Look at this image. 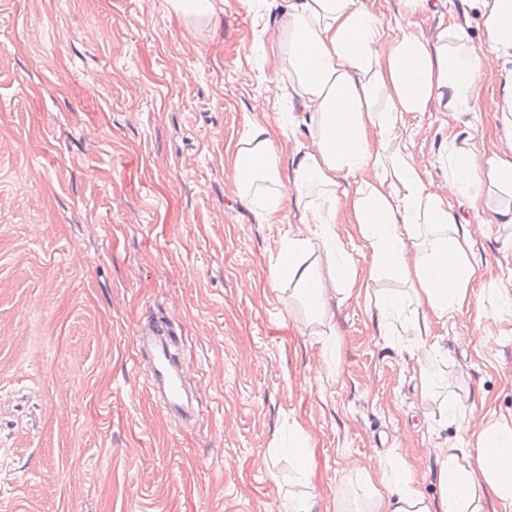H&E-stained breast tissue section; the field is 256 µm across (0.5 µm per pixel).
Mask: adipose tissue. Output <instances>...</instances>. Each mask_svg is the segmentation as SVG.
Masks as SVG:
<instances>
[{
  "mask_svg": "<svg viewBox=\"0 0 512 512\" xmlns=\"http://www.w3.org/2000/svg\"><path fill=\"white\" fill-rule=\"evenodd\" d=\"M476 2L486 45L481 55L459 26L427 41L406 26L383 29L364 0H281L286 60L271 80L282 97L309 112L312 146L283 162L278 132L253 123L232 158L236 188L259 222L275 223L284 200L294 197L299 222L280 241L271 280L301 283L317 321L328 317L330 294L304 264L310 249L340 257L334 278L348 290L367 286L342 259L339 218L357 225L371 274L388 272L407 284L404 297L377 299L375 307L382 319L402 320L411 331L425 387L437 356L427 340L428 318L470 305L479 263L446 194L433 188L408 149L393 143L405 114L433 106L463 111L485 63H512V0ZM486 182L509 194L494 211L495 223L512 224V155L493 152L479 162L467 146L453 147L449 191L473 198ZM439 457L438 502L398 481L383 497L368 479L360 494L371 512H481L486 493L512 512V419L488 423L474 447H441Z\"/></svg>",
  "mask_w": 512,
  "mask_h": 512,
  "instance_id": "1",
  "label": "adipose tissue"
}]
</instances>
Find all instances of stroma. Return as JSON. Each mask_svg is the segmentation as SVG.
Segmentation results:
<instances>
[{"instance_id": "obj_1", "label": "stroma", "mask_w": 512, "mask_h": 512, "mask_svg": "<svg viewBox=\"0 0 512 512\" xmlns=\"http://www.w3.org/2000/svg\"><path fill=\"white\" fill-rule=\"evenodd\" d=\"M386 26L427 40L463 25L483 43L471 0H365ZM270 0H224L216 25L186 31L168 0H0V512H356L363 471L401 457L412 485L439 496L437 448L473 447L512 417V315L481 336L475 309L435 319L437 387L420 390L408 335L380 324L374 292L334 291V317L309 321L289 283L270 280L297 224L285 201L260 224L240 198L232 152L248 124L295 120L282 158L312 140L301 109L267 80L282 55ZM499 63L468 112L407 114L401 140L433 187L448 190V150L481 154L505 134L489 104ZM497 193L449 195L481 261L477 288H512V225ZM155 320L182 339L196 423L170 419L147 387L137 336ZM452 398L465 429L440 427ZM313 450L312 484L288 456Z\"/></svg>"}]
</instances>
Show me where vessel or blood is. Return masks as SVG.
<instances>
[{"label": "vessel or blood", "mask_w": 512, "mask_h": 512, "mask_svg": "<svg viewBox=\"0 0 512 512\" xmlns=\"http://www.w3.org/2000/svg\"><path fill=\"white\" fill-rule=\"evenodd\" d=\"M172 337L163 323L150 324L139 337V347L152 365L153 389L174 415L191 419L197 414L198 401L183 387L184 368L171 353Z\"/></svg>", "instance_id": "vessel-or-blood-1"}]
</instances>
